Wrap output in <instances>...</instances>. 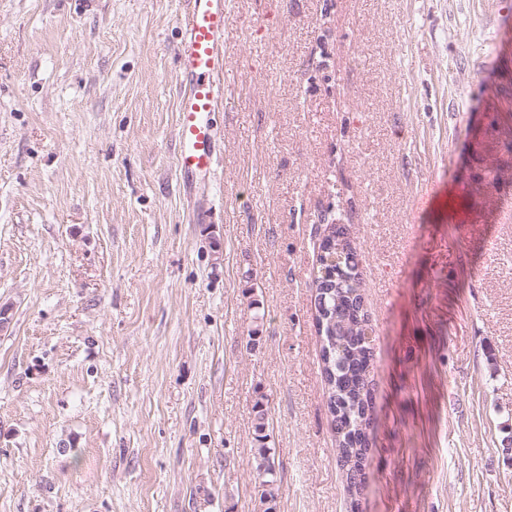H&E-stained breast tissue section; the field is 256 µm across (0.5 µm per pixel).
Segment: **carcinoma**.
<instances>
[{
	"mask_svg": "<svg viewBox=\"0 0 512 512\" xmlns=\"http://www.w3.org/2000/svg\"><path fill=\"white\" fill-rule=\"evenodd\" d=\"M343 245L348 248L343 261L335 266L320 265L321 272L312 280L315 300L327 309L315 319L322 341V374L326 388V407L335 434L336 451L345 474L347 490L360 493L363 470L373 424L371 367L374 347L363 342L364 327L369 322L364 308L365 282L356 249L350 247L348 229L334 224L320 249ZM255 474L260 497L265 502L276 498L277 472L275 454L267 445L268 418L263 399L256 400Z\"/></svg>",
	"mask_w": 512,
	"mask_h": 512,
	"instance_id": "cac0c4a2",
	"label": "carcinoma"
}]
</instances>
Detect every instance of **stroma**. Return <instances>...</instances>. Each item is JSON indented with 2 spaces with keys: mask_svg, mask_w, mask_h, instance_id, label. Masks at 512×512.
Returning a JSON list of instances; mask_svg holds the SVG:
<instances>
[{
  "mask_svg": "<svg viewBox=\"0 0 512 512\" xmlns=\"http://www.w3.org/2000/svg\"><path fill=\"white\" fill-rule=\"evenodd\" d=\"M498 3L231 0L224 147L192 196L188 0H0V512H512ZM323 214L377 334L354 497L314 324ZM263 397L254 404L255 413V441L258 443L255 455V474L260 488V497L264 502H272L276 498L277 472L273 448L267 445L270 438L266 433L268 425L267 409Z\"/></svg>",
  "mask_w": 512,
  "mask_h": 512,
  "instance_id": "obj_1",
  "label": "stroma"
}]
</instances>
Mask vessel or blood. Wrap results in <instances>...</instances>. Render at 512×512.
<instances>
[{
    "label": "vessel or blood",
    "mask_w": 512,
    "mask_h": 512,
    "mask_svg": "<svg viewBox=\"0 0 512 512\" xmlns=\"http://www.w3.org/2000/svg\"><path fill=\"white\" fill-rule=\"evenodd\" d=\"M226 0H189L181 17L178 70L185 83L178 100L176 168L185 183L210 181L218 159L213 115L224 98Z\"/></svg>",
    "instance_id": "1"
}]
</instances>
